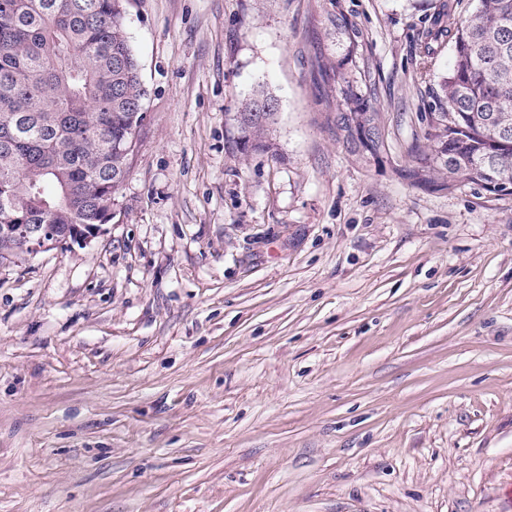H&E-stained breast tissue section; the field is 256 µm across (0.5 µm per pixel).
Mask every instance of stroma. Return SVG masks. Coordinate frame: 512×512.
I'll list each match as a JSON object with an SVG mask.
<instances>
[{"instance_id":"35a3bbf8","label":"stroma","mask_w":512,"mask_h":512,"mask_svg":"<svg viewBox=\"0 0 512 512\" xmlns=\"http://www.w3.org/2000/svg\"><path fill=\"white\" fill-rule=\"evenodd\" d=\"M341 1L365 164L316 73L334 0H126L147 118L109 231L0 261V512H512V195L397 174L473 0ZM336 10L328 14V23L337 35L348 41L346 53L336 61V69L324 68L322 79L336 81L339 101L336 104V128L340 131L337 140L356 161H367L383 151L384 141L376 133L377 112L367 105L362 87L367 86L369 70L360 52L362 41L360 31L344 11L340 0ZM275 98L270 93L264 90H259L253 93L249 98L242 102L240 110L237 115V122L239 127V134L243 147L260 149L265 146L267 135L275 123L277 110H270L278 107L276 100H268L263 103V109L269 111L260 112L258 103L263 99ZM255 113L259 117L256 120H251L247 123V117Z\"/></svg>"}]
</instances>
